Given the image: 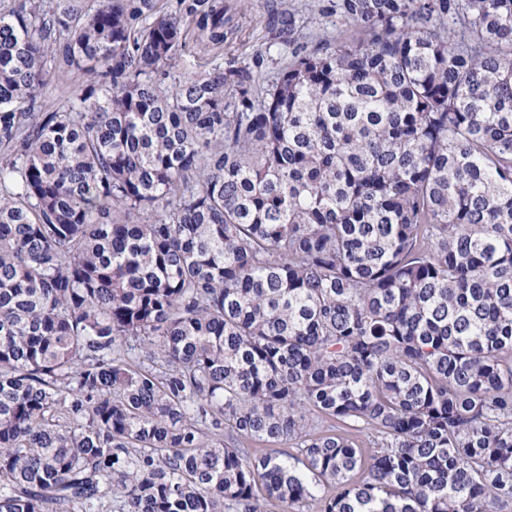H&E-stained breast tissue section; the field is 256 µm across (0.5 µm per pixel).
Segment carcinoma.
I'll return each mask as SVG.
<instances>
[{"instance_id":"carcinoma-1","label":"carcinoma","mask_w":512,"mask_h":512,"mask_svg":"<svg viewBox=\"0 0 512 512\" xmlns=\"http://www.w3.org/2000/svg\"><path fill=\"white\" fill-rule=\"evenodd\" d=\"M321 12L0 10V512H512V0ZM321 0H224L226 4L225 17L231 18L230 26L233 33L228 34L224 42V65L227 60L235 59L239 65L249 62L252 52L262 42L263 27L269 10L288 4V8L308 16L311 21L304 30L303 42L309 48L323 38L338 36L344 32L351 36L355 34V26L340 17H323L317 14L315 5ZM82 81L83 78L80 74L58 73L44 89L43 97L48 103L60 106L69 97L75 94L78 85H80Z\"/></svg>"}]
</instances>
